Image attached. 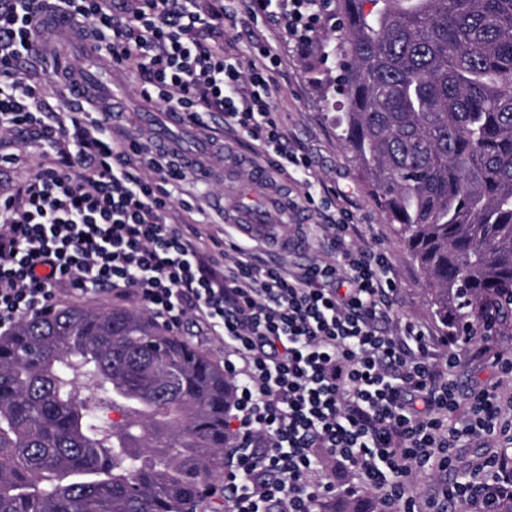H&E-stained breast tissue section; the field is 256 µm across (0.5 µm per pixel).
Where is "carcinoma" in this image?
<instances>
[{
    "mask_svg": "<svg viewBox=\"0 0 512 512\" xmlns=\"http://www.w3.org/2000/svg\"><path fill=\"white\" fill-rule=\"evenodd\" d=\"M341 140L446 336L512 327V0H320ZM224 369L147 313L60 308L0 336V512H185L224 469ZM110 407L112 424L98 419Z\"/></svg>",
    "mask_w": 512,
    "mask_h": 512,
    "instance_id": "obj_1",
    "label": "carcinoma"
}]
</instances>
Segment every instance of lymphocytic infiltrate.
Instances as JSON below:
<instances>
[{
    "instance_id": "1",
    "label": "lymphocytic infiltrate",
    "mask_w": 512,
    "mask_h": 512,
    "mask_svg": "<svg viewBox=\"0 0 512 512\" xmlns=\"http://www.w3.org/2000/svg\"><path fill=\"white\" fill-rule=\"evenodd\" d=\"M318 0H250L281 6L302 44L317 36ZM82 20L100 57L137 74L143 98L201 124H224L281 174L307 172L270 93L271 53L247 66L224 54V24L197 0H0V133L31 131L51 149L28 180L0 197V334L44 314L62 294L120 290L167 330L196 319L224 350L236 398L229 424L237 463L224 471L232 512H315L335 496L370 490L377 512H498L512 496L501 453L457 463L458 441L512 439L496 387L461 393L448 373L455 347L436 356L428 330L407 321L383 331L398 300L379 249L352 247L348 224L329 220L330 258L301 272L253 259L234 238L208 251L173 219L187 173L144 139L112 137L111 112L48 121L24 62L60 21ZM442 475L420 497L419 475Z\"/></svg>"
}]
</instances>
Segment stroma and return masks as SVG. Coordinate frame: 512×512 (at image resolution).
Returning <instances> with one entry per match:
<instances>
[{
  "label": "stroma",
  "mask_w": 512,
  "mask_h": 512,
  "mask_svg": "<svg viewBox=\"0 0 512 512\" xmlns=\"http://www.w3.org/2000/svg\"><path fill=\"white\" fill-rule=\"evenodd\" d=\"M231 7L238 18L236 27L226 34L232 42L228 57L244 64L250 59L254 46L270 47L277 59L271 72L272 96L281 111L286 112L293 138L312 160L311 176L315 186H333L339 192L327 205H311L305 201L304 189L298 181L277 177L273 189L288 201L289 209L284 214L271 212L270 220L298 227L302 240L295 253L288 257L289 267L307 264L314 257L319 244L315 229L323 215L346 212L350 217L351 240L361 246L381 249L389 256L399 289L395 318L419 323L428 328L434 340H441L443 332L417 265L393 225L386 223L352 153L338 137L334 118L346 111L345 97L337 92L326 93L323 84L314 83L310 78L308 61L317 53V46L301 47L268 16L248 14L245 0H233ZM74 67L83 70L87 82L107 84L116 129L148 139L154 133L155 123L168 122L163 106L143 101L125 71L110 67L97 57L91 37L76 38L66 30L52 39L42 55L28 61L33 81L42 83L51 77L56 80L53 90L45 96L46 111L78 110V103L71 101L66 86L60 81L61 76ZM169 124L168 139L180 145L181 156L202 159L211 168L206 185L187 179L181 195L192 207L189 221L195 222L202 236L223 238L225 223L220 215L221 208H234L246 198L256 207H265L266 194L254 185L256 163L250 144L241 134L225 130L222 116L205 117L200 126ZM43 149V143L32 133L0 137V155L22 157L21 163L10 168L8 179L0 182V194L11 193L15 184L31 174L33 162ZM485 347L512 357V335L497 332L477 336L473 345L461 349L452 373L465 390L479 383L497 386L507 413L512 414V376L492 372L490 365L478 355L479 349Z\"/></svg>",
  "instance_id": "stroma-1"
}]
</instances>
